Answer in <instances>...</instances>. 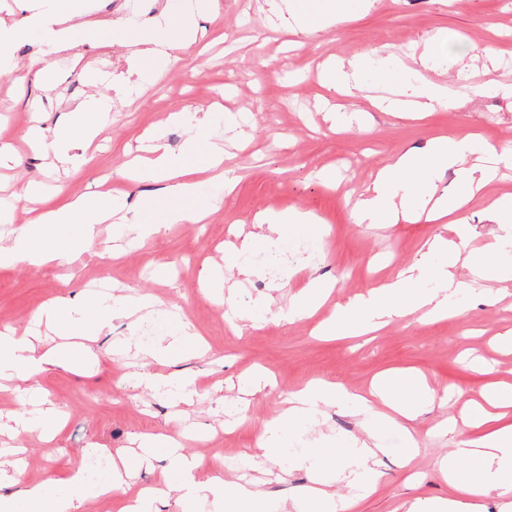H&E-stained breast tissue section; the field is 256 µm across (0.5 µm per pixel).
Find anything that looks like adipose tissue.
Masks as SVG:
<instances>
[{
	"instance_id": "1",
	"label": "adipose tissue",
	"mask_w": 512,
	"mask_h": 512,
	"mask_svg": "<svg viewBox=\"0 0 512 512\" xmlns=\"http://www.w3.org/2000/svg\"><path fill=\"white\" fill-rule=\"evenodd\" d=\"M207 0H194L190 9L172 15L161 9L154 17L141 21L123 16L106 24L84 21L83 9L76 0H14L15 15L0 17V71H15L19 66L8 53L9 44L37 38L43 47L40 59L30 60L26 72L41 76L50 60L82 45L105 47L114 44L126 49L137 76L155 73L160 62L170 59L173 50L186 39V27ZM368 0H271L272 12L286 19L291 30L316 32L364 9ZM442 45L429 42L419 54L417 65L404 70L396 64L376 63L374 52H366L349 63L336 62L323 73L329 89L345 94L365 89L367 81L394 88L403 72L416 82L415 97L405 101L383 98L389 110L418 114L438 108H453L457 96L446 86L433 83L423 74L429 63L444 56ZM213 104L211 112L220 111ZM111 106L106 99L88 96L79 104L65 125L49 128L43 110L32 113L30 133L36 151L50 156L57 167L66 169L85 162L76 145H90L106 127ZM211 112L174 113V121L188 125L192 133L179 149L165 143L163 135H153L146 157L135 165L137 177L158 184L157 197L140 200L132 215H119L116 199L104 191H91L71 198L59 208L46 209L31 217L19 230H11L0 244V265L24 262L33 267L50 263L68 264L91 245L98 227L112 218L126 224L137 244L152 241L169 224H194L212 189L232 191L234 180L222 172L224 147L211 137ZM481 155L482 165L467 166L466 160ZM512 167V149L495 146L473 137L441 136L424 147L396 155L379 171L361 194L353 211L359 224H394L426 210L437 224L466 225L467 205L476 191L491 178L498 166ZM457 175V192L448 196L439 182L446 170ZM305 225L313 238L326 230L310 213L296 210L288 215L268 211L256 215L252 229L238 236L228 250V259L238 276L250 278L252 268L243 264L245 255L259 245L281 241L285 224ZM459 248L435 236L426 254L397 279L374 288L354 301L337 306L324 326L329 335H362L377 330L398 316L415 312L436 320L456 314L457 300L471 290L468 281L459 279L454 268ZM161 304L141 293H109L88 296L79 291L43 305L35 322L56 330L63 342L40 350L36 336H16L0 332V383L32 377L51 366L82 367L95 356L94 343L111 328L113 321L137 324L145 318L158 319ZM193 338L189 328L169 333L151 345L129 337L145 359L168 363L188 355ZM436 394L427 385L414 382L406 373L395 371L378 376L370 394L350 392L340 385L313 383L291 394L289 407L266 422L249 452L250 458L279 463L281 469L307 467L317 479L293 501H276L253 483L224 484L217 476L200 477L198 458L178 452L159 436L144 438L142 445L150 460H163L168 477L166 488L146 487L131 496L124 512H156L158 501H172L176 512H199L211 506L212 512H337L334 492L321 476L343 460L349 477L371 483L376 476L377 454L387 430L404 428L421 408L433 405ZM358 415L363 437L338 441L334 452L320 448L311 432L318 425L323 407ZM472 435L461 438L443 460L442 471L454 493L445 500L414 501L408 512H479L481 498L512 494V385L500 383L486 391L482 402L472 404L467 415ZM305 444L300 455L288 456L289 448ZM23 461L18 449L0 448V512H90L92 505L124 484L126 464L121 454L111 457V469L91 478L84 461L73 462L71 475L63 481L21 485Z\"/></svg>"
}]
</instances>
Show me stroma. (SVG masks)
<instances>
[{
  "mask_svg": "<svg viewBox=\"0 0 512 512\" xmlns=\"http://www.w3.org/2000/svg\"><path fill=\"white\" fill-rule=\"evenodd\" d=\"M185 2L85 0V18L135 14L146 19L164 6L180 12ZM266 9L265 0H214L211 13L197 21L195 46L175 51L158 77L139 83L123 84L127 53L119 46L86 48L77 65L68 54H59L44 81L0 73L5 106L0 144H12L24 157L22 167L0 169V199H14L20 223L29 212L62 206L69 197L88 192L96 181L135 207L141 195L156 192L157 186L128 177L124 165L157 129L164 130L171 149L180 148L187 131L168 123L170 113L204 111L219 103L242 116L231 131L223 122L215 124L224 137V166L236 170L240 180L204 224L168 225L159 238L128 246L118 259L103 248L111 240L125 242L126 227L102 225L99 239L81 257L76 283L68 282V267L53 263L0 267V330L25 334L42 305L76 292L79 283L116 282L154 295L205 342L203 353L178 364L197 377L198 397L189 404L175 406L154 397L129 377L123 352L129 327L120 320L100 337L98 360L90 367H57L0 391L2 411L27 408L35 394L66 415L54 443H42L34 431L13 439V446L25 451L23 484L59 478L70 461L101 448L140 454L141 435L164 434L177 441L181 452L201 459V475H209L219 459L225 482L259 479L273 497L291 499L309 485L307 470H292L280 480L243 457L262 424L287 408L289 393L305 383L328 381L365 394L379 374L399 370L425 378L436 393L451 390L455 396L415 421L421 442L409 467L400 465L405 452L400 431L387 432L374 492L362 494L336 473L328 481L337 500L357 498L354 512H406L414 500L451 494L440 464L459 434L438 430V423L461 418L465 403L480 399L489 386L512 384V351L499 342L512 332V281L474 283L460 302V314L451 319L432 322L415 313L364 336L316 333L336 305L393 281L418 260L434 235L460 244L467 262L456 272L466 280L472 265L488 261L502 240L512 238V223L495 224L485 214L491 199L512 194V169L500 170L471 200L464 227L422 219L358 224L351 217L377 169L399 152L442 135L476 134L496 147L512 148V97L484 95L457 79L493 56L502 62L494 78L512 84V0H370L364 12L313 33L269 23ZM433 38L443 39L456 63L425 76L461 97L456 109L422 117L386 112L374 92L336 96L319 84L329 59L349 61L374 50L404 62ZM92 93L111 98L112 122L88 148V163L60 176L45 170L26 145L30 105L40 102L62 120ZM336 104L366 118V128L332 126L327 113ZM325 168L335 172V187L320 179ZM32 178L52 187L36 202L22 192ZM296 209L318 218L326 235L317 240L303 226L289 225L287 245L261 246L248 256L256 274L241 288L208 293L200 278L204 267H222L226 280L236 278L224 261L235 233L250 231L258 212ZM178 257L186 258L184 268L172 267ZM315 276L333 283L328 301L312 316L284 319L291 297ZM257 302L269 306L266 322L234 332L225 319L228 308L243 311ZM259 369L272 386L244 395L241 381Z\"/></svg>",
  "mask_w": 512,
  "mask_h": 512,
  "instance_id": "stroma-1",
  "label": "stroma"
}]
</instances>
